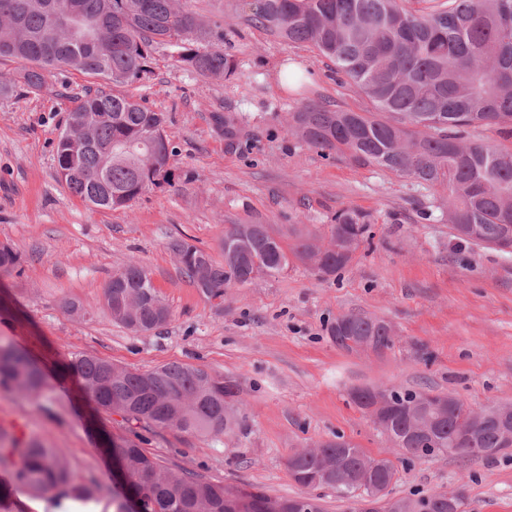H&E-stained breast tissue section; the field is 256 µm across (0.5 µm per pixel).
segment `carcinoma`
I'll return each instance as SVG.
<instances>
[{"instance_id": "obj_1", "label": "carcinoma", "mask_w": 512, "mask_h": 512, "mask_svg": "<svg viewBox=\"0 0 512 512\" xmlns=\"http://www.w3.org/2000/svg\"><path fill=\"white\" fill-rule=\"evenodd\" d=\"M51 0H0V60L21 67L0 78V97L22 92L54 93L55 70L94 80L96 90L73 98L55 144L59 180L83 202L125 209L146 191L174 188L181 180L171 167L176 146L166 120L119 91L149 72L151 50L172 48L176 67L206 78L234 79L238 63L224 51V27L205 22L182 0H73L78 29L56 26ZM249 21L291 43L303 44L335 65L336 77L353 85L372 110H331L306 105L288 114V132L329 154L346 153L358 166H373L417 186L447 190L441 210L457 239L497 244L502 225H512V0H444L428 11L401 0H260ZM495 127L509 144L493 146L464 137L468 128ZM370 215L354 209L336 213L329 240L295 228L288 244L259 222L227 224L221 260L180 238L171 244L181 271L209 299L224 300V289L287 269L294 260L321 276L344 268V249H357ZM0 272L23 274L11 243H0ZM103 309L112 321L137 333L167 323L170 311L137 260L112 274ZM74 321L87 309L75 299L62 303ZM348 338L383 349L393 344L385 320L344 314ZM64 371L76 376L81 393L127 424L129 435L104 432V454H118L124 493L112 494V512H323L317 498H279L258 489L226 486L188 470L174 471L142 447L140 429H176L220 439L239 425L235 381L203 367L167 363L129 370L83 353L71 355ZM0 389L43 397L48 383L41 365L13 342L0 339ZM387 434L407 436L427 423L409 406L430 390L388 389ZM458 415L433 426V438L416 437L417 457L448 454V442L465 425ZM500 447L499 420L489 415L479 443L458 455L492 458ZM366 466V454L350 441L324 443L287 460L295 483L309 487L323 471H334L325 486L345 496L352 477ZM0 467L34 497L84 501L98 486L79 481L54 448L36 438L22 440L0 427ZM435 495L399 499L407 512H433Z\"/></svg>"}]
</instances>
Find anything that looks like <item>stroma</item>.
I'll return each mask as SVG.
<instances>
[{
  "label": "stroma",
  "instance_id": "35a3bbf8",
  "mask_svg": "<svg viewBox=\"0 0 512 512\" xmlns=\"http://www.w3.org/2000/svg\"><path fill=\"white\" fill-rule=\"evenodd\" d=\"M203 20L223 23L224 49L239 64L233 81L173 66L156 48L150 72L132 92L165 113L178 153V189H154L124 210L92 209L57 175L54 147L71 99L89 80L55 71L53 94L0 99V241L22 257V275L0 273V337L40 362L49 399L0 390V426L55 448L75 474L104 488L77 512H112V461L97 427L121 435L116 415L96 412L58 365L86 353L130 369L170 362L206 368L240 389V426L222 442L176 430L147 432V450L229 486L273 496L302 489L286 462L296 450L343 437L396 469L391 499L465 487L466 512H512V450L491 459L439 455L405 460L351 400L365 386L430 389L472 408L512 403V254L464 244L441 220L440 197L411 180L342 155L323 156L287 130L304 103L355 112L368 105L337 81L333 64L310 49L247 25L244 0H187ZM296 66L301 85L283 86L280 66ZM237 116L227 140L214 117ZM355 209L371 222L353 260L320 277L299 263L208 299L181 273L174 239L218 253L225 225L258 220L287 238L294 225L327 233L336 212ZM146 266L171 310L164 326L135 334L100 311L103 289L129 260ZM77 299L76 322L61 303ZM358 313L390 323V349L349 353L328 327Z\"/></svg>",
  "mask_w": 512,
  "mask_h": 512
}]
</instances>
